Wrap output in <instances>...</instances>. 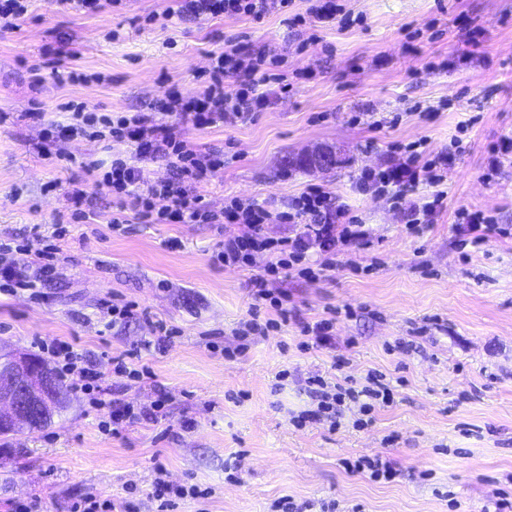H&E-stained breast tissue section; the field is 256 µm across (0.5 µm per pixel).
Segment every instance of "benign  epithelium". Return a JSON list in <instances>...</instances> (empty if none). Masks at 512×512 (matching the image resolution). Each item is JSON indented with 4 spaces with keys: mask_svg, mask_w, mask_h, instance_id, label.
<instances>
[{
    "mask_svg": "<svg viewBox=\"0 0 512 512\" xmlns=\"http://www.w3.org/2000/svg\"><path fill=\"white\" fill-rule=\"evenodd\" d=\"M336 161V151L330 147L307 153V162L317 170H327ZM67 402L50 367L24 354L0 352V404H6V409H0V433L38 429Z\"/></svg>",
    "mask_w": 512,
    "mask_h": 512,
    "instance_id": "benign-epithelium-1",
    "label": "benign epithelium"
}]
</instances>
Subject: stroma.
Segmentation results:
<instances>
[{
    "label": "stroma",
    "mask_w": 512,
    "mask_h": 512,
    "mask_svg": "<svg viewBox=\"0 0 512 512\" xmlns=\"http://www.w3.org/2000/svg\"><path fill=\"white\" fill-rule=\"evenodd\" d=\"M362 16L348 29L293 27L273 14L263 23L164 17L165 0H122L94 15L29 0L12 32L0 35V235H41L61 249L56 275L40 299L0 291V351L39 355L40 339L87 352L104 395L137 407L159 394L162 419L119 434L101 429L107 410L70 391L48 426L0 445V512L37 501L42 512H69L80 499H111L118 512H157L156 466L168 482L193 483L208 497L175 512H270L273 501H336L341 512H484L512 494V162L487 174V148L512 136V0H342ZM155 24H143L146 15ZM284 54L293 88L274 95L246 124L200 128L174 112L156 113L224 165L197 184L208 206L228 197L285 208L317 183L347 204L371 231L317 282L284 277L293 317L249 351L225 357L232 334L254 305L247 268L214 264L220 236L210 224H145L133 208L97 193L90 164L135 161L125 142L49 138L68 121V103L90 112H145L176 87H202L208 54L231 45ZM42 82L31 86L30 71ZM85 74L80 83L70 73ZM42 121L30 119L34 106ZM465 146L448 169L435 224L406 230L390 201L360 193L362 169L393 159V145L423 141L427 153ZM316 145L337 152L329 171L301 167ZM92 195L89 223H74L69 192ZM493 215L507 235L463 245L459 209ZM123 214L126 232L112 229ZM68 229L55 239L57 226ZM119 295L148 319L111 323L103 308ZM335 317L336 343L301 349L300 325ZM178 334L159 347L150 320ZM137 352L149 379L117 378L112 361ZM284 383H277L281 371ZM379 371L397 383L392 405L372 426L329 431L295 425L306 409L302 381L321 374L361 382ZM382 456L399 470L392 482L344 469L343 459ZM242 460L239 481L228 467Z\"/></svg>",
    "instance_id": "stroma-1"
}]
</instances>
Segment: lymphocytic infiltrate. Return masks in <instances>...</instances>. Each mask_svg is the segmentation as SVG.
I'll use <instances>...</instances> for the list:
<instances>
[{
  "label": "lymphocytic infiltrate",
  "mask_w": 512,
  "mask_h": 512,
  "mask_svg": "<svg viewBox=\"0 0 512 512\" xmlns=\"http://www.w3.org/2000/svg\"><path fill=\"white\" fill-rule=\"evenodd\" d=\"M295 0H169L166 16L185 21L218 18H246L260 23L273 14L287 16L291 25L312 22L315 26L336 25L350 27L352 18L338 0H311L306 14L293 10ZM209 79L203 91L186 100L178 92H170L167 99L156 101L151 112L125 115H107L86 111L84 105H70L71 120L60 126V135L87 137L97 140L126 142L134 146L139 164L113 159L108 171L96 175L98 188L107 190L113 198H134L140 219L147 224H212L224 239L217 251V259L225 266H251L256 255L263 254L268 263L263 274L251 281L255 301L268 304L275 318L261 320L259 311H252L250 319L239 322L234 330L238 340L236 353H244L257 337L280 329L287 320L288 297L274 291L273 281L283 275L307 281H317L325 272L340 266L344 257L369 243L370 230L357 217L351 216L347 205L339 203L323 188L311 184L293 196L285 209H268L253 200L234 197L223 209L214 210L191 187L204 181L212 170L223 166L220 155L203 153L175 133L173 128L156 124L157 112H176L191 119L198 127H216L226 123L253 121L257 112L269 104L271 88L287 92L288 60L283 56L269 57L249 53L234 47L211 53ZM239 82V89L225 93V80ZM449 152L426 158L420 143L404 148L402 158L384 166L363 170L358 178L360 192L391 200L403 207L404 217L411 233L418 234L435 222L443 194L440 190L448 176V163L453 153L462 152L459 140H452ZM169 161L173 174L166 180L150 186L147 195L137 194L138 185L145 179L143 164L148 160ZM430 187V194L409 200L408 194L418 186ZM246 225L243 234L234 233L233 225ZM271 224H292L296 231L287 237L271 236ZM25 245L12 237H0V283L7 291H27L37 294L38 288L55 269L57 250L46 246L40 252L41 264L30 267L25 261ZM39 349L55 363L59 376L84 394L89 404L108 409L109 419L103 429L132 424L144 417H162L165 397H158L150 407L134 408L120 400L103 398L97 375L87 356L73 343L54 339L39 341ZM303 391L310 407L301 411L297 425L315 420L337 430L345 421L362 428L372 424L375 408L387 407L393 400V385L377 372L366 374L363 383L346 386L314 374L304 381Z\"/></svg>",
  "instance_id": "f902f5d3"
}]
</instances>
